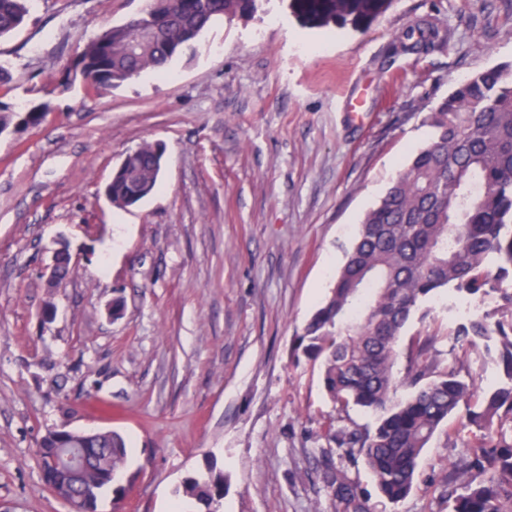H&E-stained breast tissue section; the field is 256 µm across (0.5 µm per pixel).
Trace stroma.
I'll return each mask as SVG.
<instances>
[{"mask_svg":"<svg viewBox=\"0 0 512 512\" xmlns=\"http://www.w3.org/2000/svg\"><path fill=\"white\" fill-rule=\"evenodd\" d=\"M146 5L31 0L0 39V105L50 109L0 133V512H68L38 464L55 428L126 441L124 497L96 512H173L212 464L223 512H336L329 467L371 512H449L448 463L478 433L464 414L390 503L329 433L372 416L335 403L295 347L364 214L427 139L425 113L455 80L512 62V0H371L323 19L263 0L213 23L166 76L62 87L89 37ZM417 22L442 24L440 43L396 52ZM147 142L165 145L157 189L112 207L113 170ZM62 246L73 270L53 289Z\"/></svg>","mask_w":512,"mask_h":512,"instance_id":"stroma-1","label":"stroma"}]
</instances>
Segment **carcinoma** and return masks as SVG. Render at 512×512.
Segmentation results:
<instances>
[{
    "instance_id": "carcinoma-1",
    "label": "carcinoma",
    "mask_w": 512,
    "mask_h": 512,
    "mask_svg": "<svg viewBox=\"0 0 512 512\" xmlns=\"http://www.w3.org/2000/svg\"><path fill=\"white\" fill-rule=\"evenodd\" d=\"M258 0H149L147 8L84 42L67 81L100 93L144 70L163 72L193 49L218 17L252 15ZM28 13V0H0V38ZM155 37L133 58L139 29ZM436 35L425 24L397 38L403 52L424 51ZM423 123L424 145L391 180L364 216L328 297L298 336L303 355L321 364L323 384L344 408L375 416L372 427L334 432L336 445L364 459L382 497L405 499L414 487L422 451L461 407L483 435L448 464L450 512H512V64L460 80ZM164 150L145 143L127 153L105 193L128 208L158 186ZM448 292V309L463 303L479 311L448 324L460 347L492 343L503 368L500 385L476 398L469 370L441 364L433 354L438 333L401 346L406 325L425 300ZM404 361L403 372L394 367ZM408 395L394 399L400 387ZM100 461L83 476L93 499L112 489L103 475L124 466L126 442L114 433L97 439ZM44 483L65 485L55 449L40 445ZM327 482L336 512H370L341 470ZM224 471L212 465L189 478L185 497L193 512H219Z\"/></svg>"
}]
</instances>
